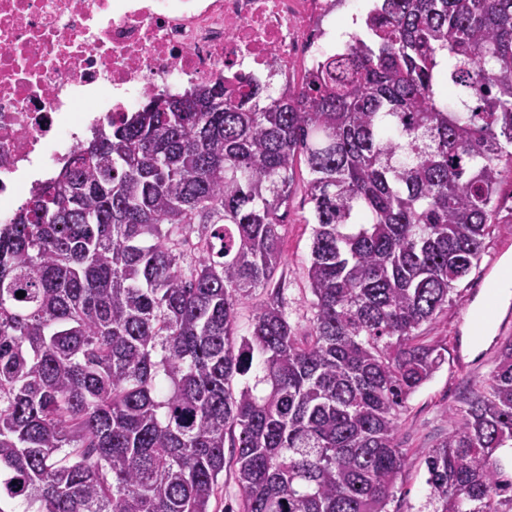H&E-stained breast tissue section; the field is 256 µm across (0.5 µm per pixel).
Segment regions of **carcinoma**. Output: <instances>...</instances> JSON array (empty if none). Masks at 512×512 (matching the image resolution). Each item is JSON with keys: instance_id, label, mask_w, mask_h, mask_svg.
<instances>
[{"instance_id": "1", "label": "carcinoma", "mask_w": 512, "mask_h": 512, "mask_svg": "<svg viewBox=\"0 0 512 512\" xmlns=\"http://www.w3.org/2000/svg\"><path fill=\"white\" fill-rule=\"evenodd\" d=\"M365 26L294 89L148 93L0 227V512H210L227 439L241 512H388L445 361L421 328L492 231L512 0H376ZM300 159L309 332L275 291L240 336ZM504 448L512 341L428 451L429 512H512Z\"/></svg>"}]
</instances>
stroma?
Segmentation results:
<instances>
[{
    "instance_id": "stroma-1",
    "label": "stroma",
    "mask_w": 512,
    "mask_h": 512,
    "mask_svg": "<svg viewBox=\"0 0 512 512\" xmlns=\"http://www.w3.org/2000/svg\"><path fill=\"white\" fill-rule=\"evenodd\" d=\"M311 174L305 162L295 166V188L288 204V217L281 228V263L270 286L253 289L238 308V330L247 334L256 307L263 304L272 289H279L284 311L299 333H307L311 316V293L306 269L311 255L313 238L312 205L305 185ZM495 230L485 240L484 254L476 267L462 279L448 307L436 319L423 326L428 341L446 347V360L441 368L408 400L402 416L397 441L406 454L404 472L389 505L390 512H423L429 496L426 483L425 458L429 449L443 440L451 429L457 413L472 392L487 387L496 366L498 349L505 339L512 338V325L500 329L488 325L483 331L475 329V315L480 305L472 301L473 290L487 291L490 284L485 271L502 274L512 270V253L502 254L503 244L512 242V169L504 168L495 203ZM466 344L464 360H457L455 349Z\"/></svg>"
}]
</instances>
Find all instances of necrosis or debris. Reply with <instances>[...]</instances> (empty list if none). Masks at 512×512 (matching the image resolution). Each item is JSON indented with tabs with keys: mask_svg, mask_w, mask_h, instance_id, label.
<instances>
[{
	"mask_svg": "<svg viewBox=\"0 0 512 512\" xmlns=\"http://www.w3.org/2000/svg\"><path fill=\"white\" fill-rule=\"evenodd\" d=\"M342 0H0V223L87 132L172 91L247 71L296 84L342 48Z\"/></svg>",
	"mask_w": 512,
	"mask_h": 512,
	"instance_id": "1",
	"label": "necrosis or debris"
}]
</instances>
